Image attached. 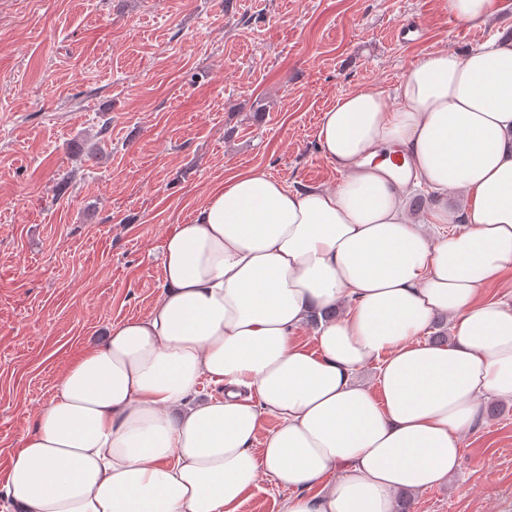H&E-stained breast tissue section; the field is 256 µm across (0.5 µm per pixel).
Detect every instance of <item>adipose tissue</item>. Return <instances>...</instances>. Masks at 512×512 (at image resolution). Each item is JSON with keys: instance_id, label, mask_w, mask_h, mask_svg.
<instances>
[{"instance_id": "adipose-tissue-1", "label": "adipose tissue", "mask_w": 512, "mask_h": 512, "mask_svg": "<svg viewBox=\"0 0 512 512\" xmlns=\"http://www.w3.org/2000/svg\"><path fill=\"white\" fill-rule=\"evenodd\" d=\"M317 141L337 185L252 169L166 236L160 299L84 350L0 471L14 512H237L263 477L281 512H395L458 468L481 403L512 401V295L482 294L512 273V39L340 95ZM411 183L463 194L430 217L454 232L410 218Z\"/></svg>"}]
</instances>
